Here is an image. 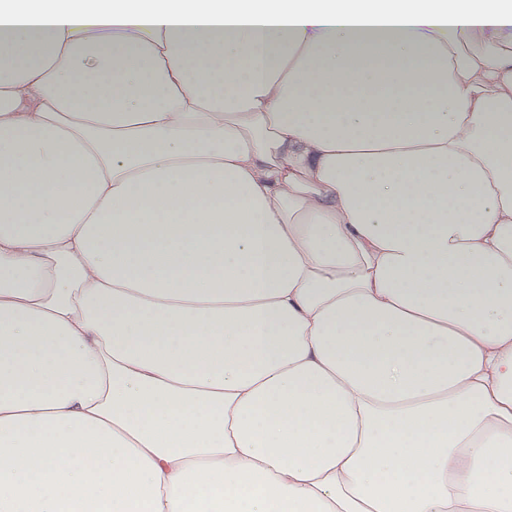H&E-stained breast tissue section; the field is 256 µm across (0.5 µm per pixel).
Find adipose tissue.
<instances>
[{
    "label": "adipose tissue",
    "mask_w": 512,
    "mask_h": 512,
    "mask_svg": "<svg viewBox=\"0 0 512 512\" xmlns=\"http://www.w3.org/2000/svg\"><path fill=\"white\" fill-rule=\"evenodd\" d=\"M0 512H512V0H0Z\"/></svg>",
    "instance_id": "ef3b65f1"
}]
</instances>
